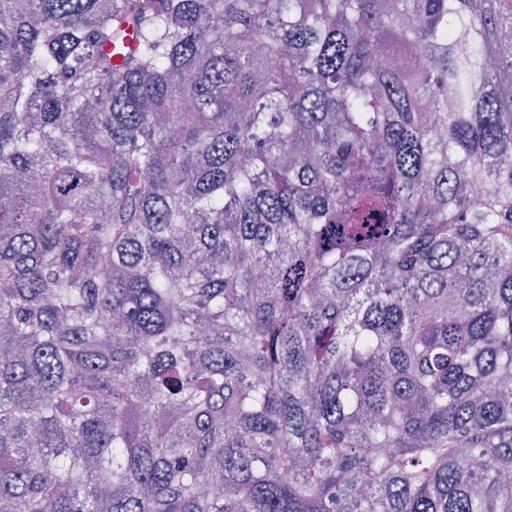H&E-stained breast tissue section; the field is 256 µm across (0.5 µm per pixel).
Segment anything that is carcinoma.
<instances>
[{"instance_id": "1", "label": "carcinoma", "mask_w": 512, "mask_h": 512, "mask_svg": "<svg viewBox=\"0 0 512 512\" xmlns=\"http://www.w3.org/2000/svg\"><path fill=\"white\" fill-rule=\"evenodd\" d=\"M0 512H512V0H0Z\"/></svg>"}]
</instances>
